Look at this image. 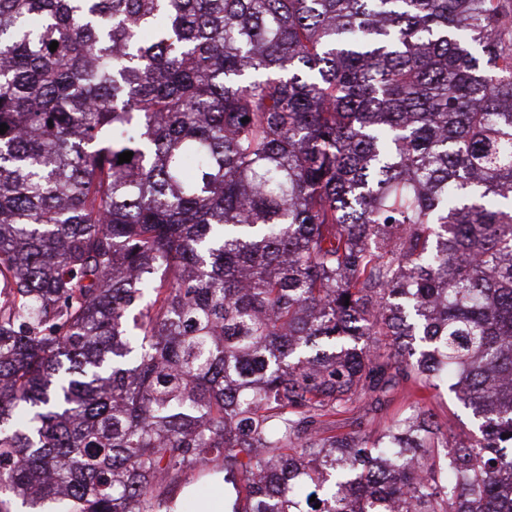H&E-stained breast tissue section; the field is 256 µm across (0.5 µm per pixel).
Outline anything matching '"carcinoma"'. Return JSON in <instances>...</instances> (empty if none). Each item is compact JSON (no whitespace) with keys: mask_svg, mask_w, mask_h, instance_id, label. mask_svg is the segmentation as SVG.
Segmentation results:
<instances>
[{"mask_svg":"<svg viewBox=\"0 0 512 512\" xmlns=\"http://www.w3.org/2000/svg\"><path fill=\"white\" fill-rule=\"evenodd\" d=\"M2 123L0 512H512V0H0ZM423 397L428 398L426 404L432 408L433 412L438 415L443 423H448V426H450L456 434L467 433L469 430L473 429L472 419L469 413L452 399L446 391L440 396L432 398L430 392H423L407 387H399L394 392L387 410L376 417L371 428L382 429V427L390 421L392 415L402 412L408 408L411 403Z\"/></svg>","mask_w":512,"mask_h":512,"instance_id":"carcinoma-1","label":"carcinoma"}]
</instances>
